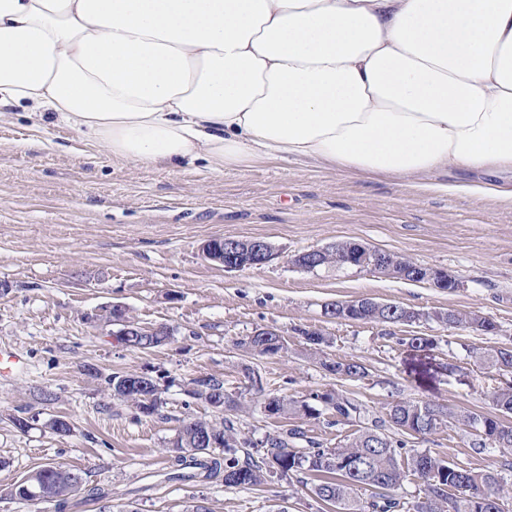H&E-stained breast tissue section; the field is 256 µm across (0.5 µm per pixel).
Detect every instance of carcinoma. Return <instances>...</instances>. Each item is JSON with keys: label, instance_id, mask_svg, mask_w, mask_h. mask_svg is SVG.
Returning a JSON list of instances; mask_svg holds the SVG:
<instances>
[{"label": "carcinoma", "instance_id": "cac0c4a2", "mask_svg": "<svg viewBox=\"0 0 512 512\" xmlns=\"http://www.w3.org/2000/svg\"><path fill=\"white\" fill-rule=\"evenodd\" d=\"M354 251L349 243L336 245V250L324 258V265L343 267L347 256ZM325 312L338 318L370 320L386 324H404L409 321L408 308L396 303H381L378 307L361 310L346 301L330 303ZM430 319L438 325L454 330L466 331L476 321L473 312L456 309L435 311ZM474 356L480 364L489 365L503 375L512 376V346L494 350L476 351ZM323 369L340 378H362L366 375L364 364L352 359L320 360ZM254 394L266 399L283 401V413L313 415V408L297 400L265 393L262 376L251 372ZM319 398L329 405L336 416L349 418L360 412L354 402L333 394H321ZM492 403L501 416L455 412L431 403L400 400L389 409L388 420H377L371 428L364 430L334 448L308 440L306 448H292L291 442L305 436L299 427L287 428L266 440L255 444L237 437L232 421L224 420L221 427L191 421L179 431L184 435L199 427L210 428L219 438L218 450L208 453V458L196 455H176L177 464L201 470L207 478L224 474V484L239 486L237 478L242 476L248 485L258 487L266 476L273 473L274 462L283 463L282 475L313 473L320 477L312 488L314 495L336 508V512H402L407 508L405 497L400 494L404 484L414 477L422 482L423 497L413 505L414 512H505L504 485L500 474L494 472L475 473L460 467L448 459L429 450L414 451L407 459H401L398 449L406 446L403 437L426 436L441 428L465 426L472 431L471 448L482 453L497 448L502 453L512 452V425H505L501 417L512 415V379L492 394ZM393 428L401 438L395 439L387 433ZM256 452H250V449ZM48 473V500L63 509L69 497L79 493L74 485L64 478L72 468L49 464L41 467ZM475 488L474 492L457 493L462 483ZM370 492L371 500L359 497L358 491Z\"/></svg>", "mask_w": 512, "mask_h": 512}]
</instances>
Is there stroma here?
Instances as JSON below:
<instances>
[{
    "instance_id": "1",
    "label": "stroma",
    "mask_w": 512,
    "mask_h": 512,
    "mask_svg": "<svg viewBox=\"0 0 512 512\" xmlns=\"http://www.w3.org/2000/svg\"><path fill=\"white\" fill-rule=\"evenodd\" d=\"M438 171L430 189L388 176L338 172L322 164L263 160L216 173L204 160L145 167L112 157L76 130L48 118L36 126L22 109L0 114V350L18 362L0 376V488L47 464L79 469L87 489L109 492L116 512H330L311 493L313 475L271 476L257 488L223 480L174 479L168 451L182 425L229 419L260 442L301 427L332 448L385 417L399 399L453 411L490 414L506 378L475 361L470 348L512 346V202L439 191L473 180ZM261 238L267 264L225 270L208 260L211 238ZM356 241L457 276L446 291L366 270L328 266L315 272L294 255ZM369 298L422 311L458 309L493 319L496 333L454 334L432 322L385 325L339 321L325 304ZM131 320L171 328L150 350L119 343L103 319L112 305ZM260 327L282 332L287 352L259 355L238 347ZM322 333L321 349L361 361L367 374L341 379L319 364L303 333ZM432 336L418 350L406 337ZM268 392L311 403L315 416H266L247 393L246 370ZM153 378L162 403L145 416L110 399L112 375ZM213 376L243 409L218 412L193 396V381ZM322 393L355 401L360 415L337 422ZM29 422L18 429L15 418ZM69 420V434L49 423ZM469 429L443 428L409 438L478 473L500 469L498 450L475 453Z\"/></svg>"
}]
</instances>
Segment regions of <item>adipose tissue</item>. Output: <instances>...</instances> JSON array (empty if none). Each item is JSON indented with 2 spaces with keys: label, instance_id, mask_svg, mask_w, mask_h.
<instances>
[{
  "label": "adipose tissue",
  "instance_id": "ef3b65f1",
  "mask_svg": "<svg viewBox=\"0 0 512 512\" xmlns=\"http://www.w3.org/2000/svg\"><path fill=\"white\" fill-rule=\"evenodd\" d=\"M143 166L264 159L512 200V0H0V112Z\"/></svg>",
  "mask_w": 512,
  "mask_h": 512
}]
</instances>
